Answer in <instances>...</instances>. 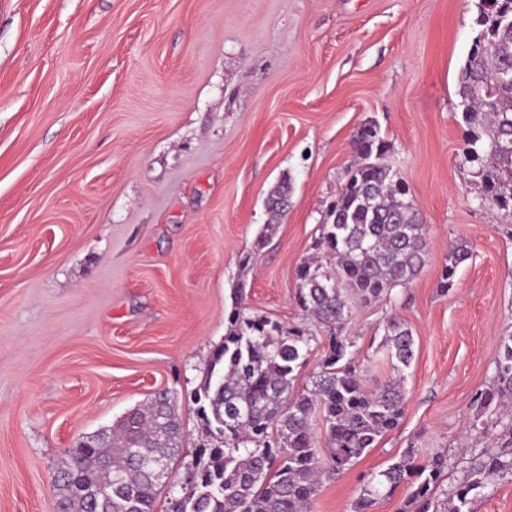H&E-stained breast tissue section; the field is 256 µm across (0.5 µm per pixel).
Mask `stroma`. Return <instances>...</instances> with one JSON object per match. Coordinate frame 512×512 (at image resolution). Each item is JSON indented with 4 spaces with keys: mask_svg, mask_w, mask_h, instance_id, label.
I'll use <instances>...</instances> for the list:
<instances>
[{
    "mask_svg": "<svg viewBox=\"0 0 512 512\" xmlns=\"http://www.w3.org/2000/svg\"><path fill=\"white\" fill-rule=\"evenodd\" d=\"M479 0H0V512H55L83 436L167 390L181 452L155 512L206 438L193 392L248 310L315 336L296 270L377 124L428 226L427 262L395 306L353 308L368 388L395 316L415 338L400 426L324 482L311 512H351L365 475L408 445L456 481L476 396L512 325V215L478 204L458 94ZM292 192L270 242L265 199ZM474 256L441 289L448 246ZM255 260L242 271L247 252Z\"/></svg>",
    "mask_w": 512,
    "mask_h": 512,
    "instance_id": "1",
    "label": "stroma"
}]
</instances>
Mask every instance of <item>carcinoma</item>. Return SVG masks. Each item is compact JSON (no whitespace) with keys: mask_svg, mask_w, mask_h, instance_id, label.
Segmentation results:
<instances>
[{"mask_svg":"<svg viewBox=\"0 0 512 512\" xmlns=\"http://www.w3.org/2000/svg\"><path fill=\"white\" fill-rule=\"evenodd\" d=\"M479 8L477 36L459 89L467 126L462 154L472 165L478 203L512 212V0ZM358 161L330 203L315 247L322 252L298 266L296 301L329 328L321 370L298 389L311 342L301 328L251 314L237 301L227 315L224 341L213 351L193 394L207 443L186 468L181 512H310L323 481L347 469L400 425L405 411L404 371L415 356V339L396 317L383 324L382 347L394 375L366 388L353 365L354 341L342 334L354 304L397 299L427 262L426 228L408 190L385 163L390 144L361 126L355 136ZM288 179L268 196L272 222L262 226L263 247L288 207ZM472 257L469 242L450 244L442 287ZM512 397V333L504 337L491 386L481 397L470 430L489 433L500 402ZM325 426L321 457L312 430ZM503 425L502 451L469 455L463 477L449 492L437 491L448 459L431 455L417 463L409 447L362 485L351 512H372L377 500L400 485L410 489L409 512H471L479 489L512 476V419ZM180 422L174 397L154 394L148 405L128 411L110 431L82 440L62 462L56 484L57 512H155L157 471L180 453ZM98 490L96 497L85 494Z\"/></svg>","mask_w":512,"mask_h":512,"instance_id":"carcinoma-1","label":"carcinoma"}]
</instances>
